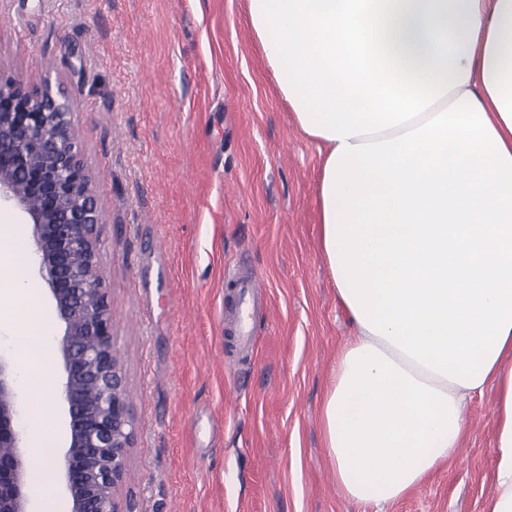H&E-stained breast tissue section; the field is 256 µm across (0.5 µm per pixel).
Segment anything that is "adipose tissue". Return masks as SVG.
<instances>
[{
    "mask_svg": "<svg viewBox=\"0 0 512 512\" xmlns=\"http://www.w3.org/2000/svg\"><path fill=\"white\" fill-rule=\"evenodd\" d=\"M254 39L322 153L320 248L355 329L321 408L336 487L386 512L462 447L496 391L485 512H512V0H247ZM0 225V327L31 296ZM40 323L19 385L54 391ZM51 432L31 446L41 512Z\"/></svg>",
    "mask_w": 512,
    "mask_h": 512,
    "instance_id": "adipose-tissue-1",
    "label": "adipose tissue"
}]
</instances>
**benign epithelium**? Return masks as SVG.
<instances>
[{"label": "benign epithelium", "mask_w": 512, "mask_h": 512, "mask_svg": "<svg viewBox=\"0 0 512 512\" xmlns=\"http://www.w3.org/2000/svg\"><path fill=\"white\" fill-rule=\"evenodd\" d=\"M74 95L49 78L30 85L0 71V202L31 224L41 279L63 325L67 446L51 457L69 512H134L122 496L134 427L103 288L98 208L74 129ZM18 370L0 354V512H30L31 456L18 423Z\"/></svg>", "instance_id": "7a95c632"}]
</instances>
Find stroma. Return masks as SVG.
Here are the masks:
<instances>
[{"mask_svg": "<svg viewBox=\"0 0 512 512\" xmlns=\"http://www.w3.org/2000/svg\"><path fill=\"white\" fill-rule=\"evenodd\" d=\"M246 0H0V70L75 95L136 512H370L336 489L323 397L353 336L320 249L318 145ZM258 275L255 352L224 332L226 268ZM496 393L457 461L387 512H485Z\"/></svg>", "mask_w": 512, "mask_h": 512, "instance_id": "obj_1", "label": "stroma"}]
</instances>
